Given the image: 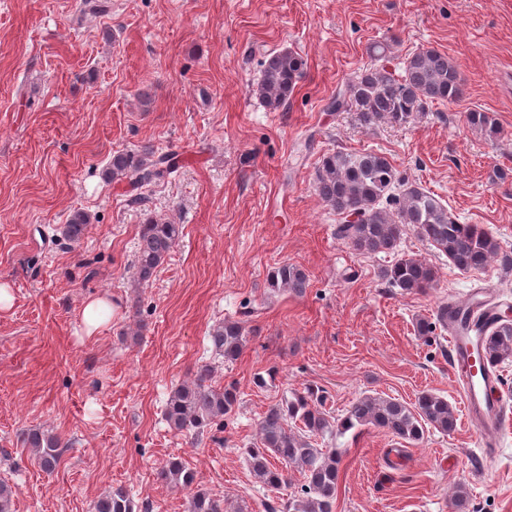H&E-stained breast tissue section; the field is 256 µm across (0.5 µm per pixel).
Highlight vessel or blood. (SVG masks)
I'll use <instances>...</instances> for the list:
<instances>
[{
    "mask_svg": "<svg viewBox=\"0 0 512 512\" xmlns=\"http://www.w3.org/2000/svg\"><path fill=\"white\" fill-rule=\"evenodd\" d=\"M471 306L472 301L468 298L448 303L450 369L460 385L467 422L478 431L483 446L491 448L496 445L502 430L512 425V414L507 413L499 398L496 375L480 364L482 342L479 336L463 323Z\"/></svg>",
    "mask_w": 512,
    "mask_h": 512,
    "instance_id": "b4317fda",
    "label": "vessel or blood"
}]
</instances>
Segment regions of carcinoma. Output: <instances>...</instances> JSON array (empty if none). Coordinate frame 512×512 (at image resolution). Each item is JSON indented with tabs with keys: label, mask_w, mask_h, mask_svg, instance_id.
Returning a JSON list of instances; mask_svg holds the SVG:
<instances>
[{
	"label": "carcinoma",
	"mask_w": 512,
	"mask_h": 512,
	"mask_svg": "<svg viewBox=\"0 0 512 512\" xmlns=\"http://www.w3.org/2000/svg\"><path fill=\"white\" fill-rule=\"evenodd\" d=\"M306 62L296 53L277 52L263 62L257 91L272 110L286 105L302 80ZM463 78L456 64L436 50L426 49L406 56L401 72L374 66L348 83L345 94L334 99L329 108L339 111L346 104L355 106L359 121L365 126L380 120L406 124L436 101L454 103L463 94ZM468 123L490 137L499 133L489 113L471 110ZM179 168L178 154L118 152L112 155L108 177L125 181L133 187L149 185ZM314 190L331 210L340 216L359 211V224H340L337 235L355 250L366 254L387 253L396 249L408 228L443 253L459 270L468 272L485 268L495 260L512 270V252L477 224H461L448 207L433 193L414 185L402 186L389 159L372 151L330 152L322 157L316 171ZM89 217L76 211L62 227V235L72 243L85 235ZM183 226L146 218L138 239L135 260L138 285L144 286L156 276ZM393 288L403 293L420 292L432 285V266L412 257H401L381 271ZM270 287L302 294L308 287V274L297 265L283 263L270 274ZM486 356L496 368L512 362V320L505 315L483 327ZM215 354L226 362L237 360L246 345L245 328L239 321H224L213 327L209 336ZM213 367L200 366L194 379L175 388L169 395L164 420L177 433L196 431L217 425L226 427L237 405V388L222 389L209 385ZM325 396L307 388L292 398L271 405L258 424L255 442L243 449L251 474L270 492L288 485V467L303 473L304 483L298 495L288 498V512H335L338 482V455L334 448L316 447L317 439L343 436L353 429L373 426L409 443L423 439L425 431L443 434L455 430L457 418L448 400L432 393H422L416 403L407 405L395 398L364 395L334 418L322 408ZM24 442L34 449L38 465L54 470L60 462L61 449L68 442L60 435L30 430ZM158 478L176 488L192 492L191 512H225L224 503L202 490H192L194 474L179 458H171L158 470ZM17 490L0 481V512H12ZM94 512H134L132 502L122 487L100 497Z\"/></svg>",
	"instance_id": "1"
}]
</instances>
